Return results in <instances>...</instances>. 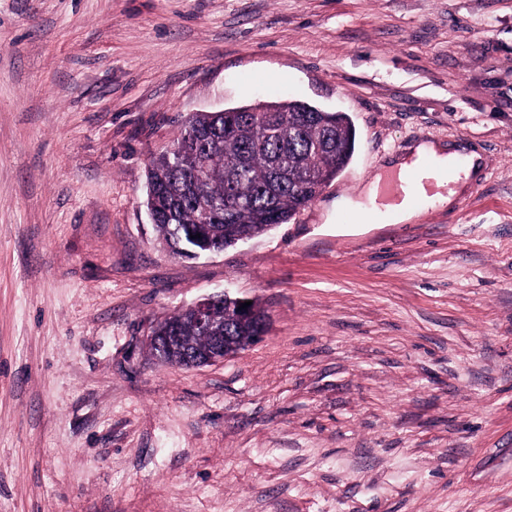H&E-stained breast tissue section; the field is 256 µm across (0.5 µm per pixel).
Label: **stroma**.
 Listing matches in <instances>:
<instances>
[{
    "instance_id": "stroma-1",
    "label": "stroma",
    "mask_w": 512,
    "mask_h": 512,
    "mask_svg": "<svg viewBox=\"0 0 512 512\" xmlns=\"http://www.w3.org/2000/svg\"><path fill=\"white\" fill-rule=\"evenodd\" d=\"M288 98L350 118L348 166L172 256L152 157ZM422 142L482 158L452 204L337 211ZM225 290L263 341L158 360ZM0 512H512V0H0Z\"/></svg>"
}]
</instances>
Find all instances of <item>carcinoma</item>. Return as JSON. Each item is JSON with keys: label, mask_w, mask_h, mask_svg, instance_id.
<instances>
[{"label": "carcinoma", "mask_w": 512, "mask_h": 512, "mask_svg": "<svg viewBox=\"0 0 512 512\" xmlns=\"http://www.w3.org/2000/svg\"><path fill=\"white\" fill-rule=\"evenodd\" d=\"M356 132L348 117L288 100L196 112L180 128L179 153L154 157L146 206L172 252L217 246L285 224L342 172Z\"/></svg>", "instance_id": "1"}]
</instances>
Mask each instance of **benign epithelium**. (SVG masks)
I'll use <instances>...</instances> for the list:
<instances>
[{"instance_id": "benign-epithelium-1", "label": "benign epithelium", "mask_w": 512, "mask_h": 512, "mask_svg": "<svg viewBox=\"0 0 512 512\" xmlns=\"http://www.w3.org/2000/svg\"><path fill=\"white\" fill-rule=\"evenodd\" d=\"M247 301H249L247 297L232 296L224 290L206 295L187 307L194 327L206 332L211 330V319L216 309L224 307L227 303L233 309L229 319V329L210 337V343L203 351L195 348L191 336H163L158 333L152 336L151 343L167 352H179V356L173 358V364L178 367L199 368L220 363L228 355L234 354L241 342L245 340L235 335L241 327L248 325L253 328V335L245 340L251 347L262 341L266 334L268 320L255 321L257 316L255 305L239 309V305Z\"/></svg>"}]
</instances>
